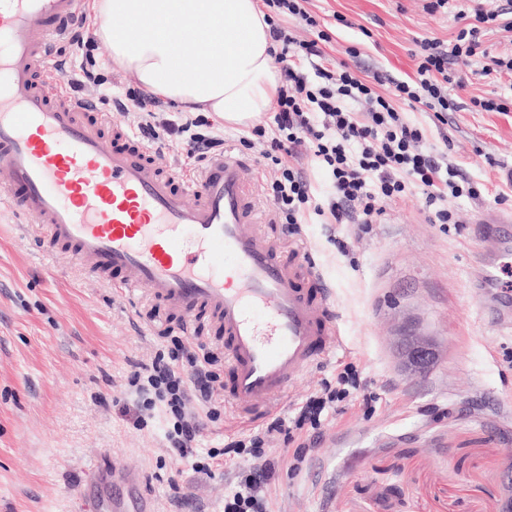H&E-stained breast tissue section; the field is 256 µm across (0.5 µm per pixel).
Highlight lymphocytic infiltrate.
I'll return each instance as SVG.
<instances>
[{"mask_svg":"<svg viewBox=\"0 0 512 512\" xmlns=\"http://www.w3.org/2000/svg\"><path fill=\"white\" fill-rule=\"evenodd\" d=\"M274 14L269 34L280 47L275 60L282 66V84L273 106L274 129L270 148L265 152L270 170V189L277 204V214L288 232H295L308 216L324 217L329 224H351L355 220L373 223L383 214L387 201L418 190L430 223L452 224L455 216L442 207L445 194L475 195L472 183L460 184L441 174L439 155L420 150L424 130L405 120L399 102L418 104L433 112L439 122H446L456 102L448 95L450 57H474L482 52L481 30L485 24L501 22L504 30H512V18L502 19L500 11L475 9L474 21L460 29L452 49H444L436 39L419 43L416 76L394 82L391 91H381L382 79L358 77L347 64L330 70L315 67L306 75L298 60L318 57L320 44L328 40L308 10V0H265ZM292 16L316 28L317 36L308 41L297 40L279 19ZM366 105L364 113L353 112L351 103ZM191 122H166L155 127L146 122L139 131L148 141L160 134L183 137L189 153L204 154L220 147L221 139L202 138L191 131ZM329 171L331 191L327 202H319L299 167L302 147ZM215 359L205 345L188 349L182 337L169 340L167 351L157 352L151 364L134 371L130 384L142 397L144 405L162 403L172 422L168 440L172 453L179 459L194 456L199 426L189 424L185 409L190 403L206 408L208 416H216L214 384L218 378L213 369ZM347 396L346 389L323 385L311 394L296 415L278 416L254 435L225 443L222 455L248 454L267 459V438L283 436L292 441L296 431L320 429L321 415L335 408ZM275 471L267 464L264 472L243 475L224 497V512H267L265 488Z\"/></svg>","mask_w":512,"mask_h":512,"instance_id":"f902f5d3","label":"lymphocytic infiltrate"}]
</instances>
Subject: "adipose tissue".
Here are the masks:
<instances>
[{
	"instance_id": "obj_1",
	"label": "adipose tissue",
	"mask_w": 512,
	"mask_h": 512,
	"mask_svg": "<svg viewBox=\"0 0 512 512\" xmlns=\"http://www.w3.org/2000/svg\"><path fill=\"white\" fill-rule=\"evenodd\" d=\"M90 10L113 69L134 74L154 97L229 125L246 126L269 112L280 73L258 0H90ZM119 21L136 26L137 37L119 34ZM186 24L204 29L195 54L204 73L183 62Z\"/></svg>"
}]
</instances>
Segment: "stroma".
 <instances>
[{
  "label": "stroma",
  "instance_id": "stroma-1",
  "mask_svg": "<svg viewBox=\"0 0 512 512\" xmlns=\"http://www.w3.org/2000/svg\"><path fill=\"white\" fill-rule=\"evenodd\" d=\"M512 0H449L430 11L427 0H310L309 9L331 39L321 63L348 61L360 77L379 72L414 76L417 41L453 43L475 9L508 7ZM345 24H337L336 16ZM357 47L356 58L346 50ZM68 66L92 59L100 84L90 90L108 115L107 146L114 127L136 132L137 109L119 112L114 97L137 88L134 75L114 71L100 40L84 50L66 49ZM483 59H452L464 86L449 85L459 105L447 124L432 113L406 108L425 128L426 151L447 152L448 162L478 190L477 197L444 201L464 225L429 223L418 191L389 201L372 224H323L318 218L290 235L275 221L262 153L266 139L250 128L229 126L199 112L196 132L223 139L248 160L251 187L267 215L262 230L281 259L306 252L321 279L301 280L317 293L329 286L336 300L341 345L324 363L270 402L249 410L234 406L224 336L207 314L181 317L142 293L121 290L62 249H48L39 225L0 206V512H92L80 487L105 465L136 468L156 512H224V492L239 473L256 466L243 455L195 473L177 461L166 439L162 409L141 411L128 380L151 362L168 337L187 330L190 344L216 354L218 419L191 406L187 418L201 426V450L225 438L248 435L292 412L322 382L344 370L360 390L340 404L320 431L296 433L267 487L270 512H512V335H501L488 310L490 297L476 288L475 250L484 234L479 210L512 192V112H484L472 98L512 89V75L483 73ZM251 137V146L242 138ZM415 330L439 346L434 368L411 376L400 356V336ZM372 395L365 405L363 395ZM183 496L175 498L172 484Z\"/></svg>",
  "mask_w": 512,
  "mask_h": 512
}]
</instances>
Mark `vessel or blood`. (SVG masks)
<instances>
[{"label": "vessel or blood", "instance_id": "vessel-or-blood-1", "mask_svg": "<svg viewBox=\"0 0 512 512\" xmlns=\"http://www.w3.org/2000/svg\"><path fill=\"white\" fill-rule=\"evenodd\" d=\"M81 14V0H0V205L120 288L207 311L224 329L233 403L267 401L339 347L333 297L300 288L318 271L301 255L283 263L266 240L239 156H211L188 176L160 172L128 132L104 143L106 113L64 90L54 61ZM478 254L479 285L512 333V300L499 294L512 241H482ZM91 493L95 512H153L134 470H101Z\"/></svg>", "mask_w": 512, "mask_h": 512}]
</instances>
